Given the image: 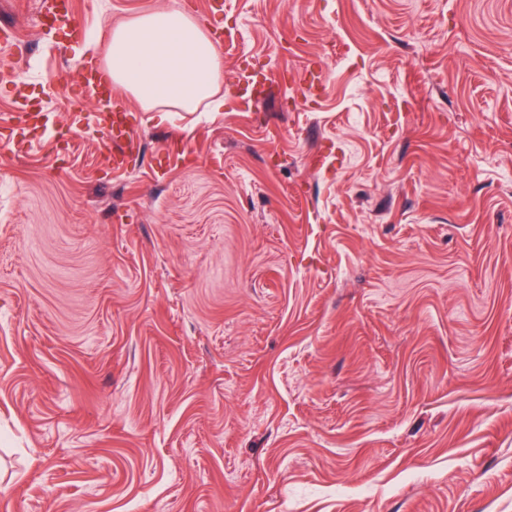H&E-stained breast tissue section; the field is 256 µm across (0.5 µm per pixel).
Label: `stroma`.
<instances>
[{"mask_svg":"<svg viewBox=\"0 0 512 512\" xmlns=\"http://www.w3.org/2000/svg\"><path fill=\"white\" fill-rule=\"evenodd\" d=\"M42 2L0 0V512H512V0ZM169 8L271 93L117 92L113 169L78 75Z\"/></svg>","mask_w":512,"mask_h":512,"instance_id":"stroma-1","label":"stroma"}]
</instances>
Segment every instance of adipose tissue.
Wrapping results in <instances>:
<instances>
[{"mask_svg": "<svg viewBox=\"0 0 512 512\" xmlns=\"http://www.w3.org/2000/svg\"><path fill=\"white\" fill-rule=\"evenodd\" d=\"M106 64L114 84L146 112H217L224 60L202 26L175 9L153 11L112 29Z\"/></svg>", "mask_w": 512, "mask_h": 512, "instance_id": "adipose-tissue-1", "label": "adipose tissue"}]
</instances>
